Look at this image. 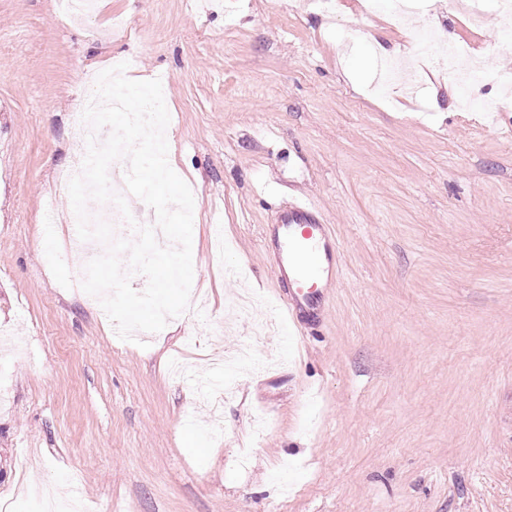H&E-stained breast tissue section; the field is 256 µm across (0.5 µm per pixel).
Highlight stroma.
Masks as SVG:
<instances>
[{"label":"stroma","instance_id":"obj_1","mask_svg":"<svg viewBox=\"0 0 512 512\" xmlns=\"http://www.w3.org/2000/svg\"><path fill=\"white\" fill-rule=\"evenodd\" d=\"M0 0V493L80 488L85 512H512V95L419 64L389 0ZM512 69L494 0H417ZM167 76L194 195L186 316L136 342L80 288L62 173L75 103L113 60ZM340 255L296 332L265 250L293 195ZM253 344L256 367L233 357ZM249 464L239 468L241 452Z\"/></svg>","mask_w":512,"mask_h":512}]
</instances>
